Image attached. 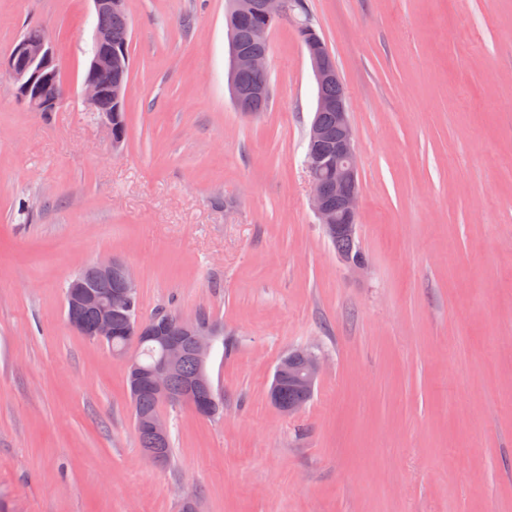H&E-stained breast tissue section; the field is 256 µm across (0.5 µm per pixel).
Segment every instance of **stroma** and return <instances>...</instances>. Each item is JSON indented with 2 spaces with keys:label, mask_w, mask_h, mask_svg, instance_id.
<instances>
[{
  "label": "stroma",
  "mask_w": 512,
  "mask_h": 512,
  "mask_svg": "<svg viewBox=\"0 0 512 512\" xmlns=\"http://www.w3.org/2000/svg\"><path fill=\"white\" fill-rule=\"evenodd\" d=\"M341 72L360 173L352 272L311 208L316 88L289 21L272 102L238 112L225 0H128L129 134L81 81L91 0H0V59L46 28L66 99L0 69V512H512V0H308ZM118 258L139 311L206 315L224 414L164 407L141 452L122 363L63 293ZM324 361L294 417L280 359Z\"/></svg>",
  "instance_id": "stroma-1"
}]
</instances>
